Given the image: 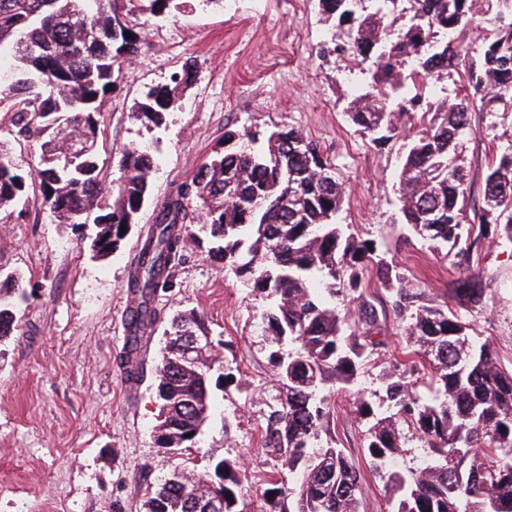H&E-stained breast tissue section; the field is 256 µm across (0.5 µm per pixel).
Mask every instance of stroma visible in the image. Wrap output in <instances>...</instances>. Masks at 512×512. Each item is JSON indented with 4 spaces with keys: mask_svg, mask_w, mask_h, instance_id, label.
Segmentation results:
<instances>
[{
    "mask_svg": "<svg viewBox=\"0 0 512 512\" xmlns=\"http://www.w3.org/2000/svg\"><path fill=\"white\" fill-rule=\"evenodd\" d=\"M145 42L125 61L100 116L99 164L119 174L125 149L148 146L155 162L138 224L120 250L94 257L95 225L59 223L39 197L0 212V287L6 274L23 276L27 296L12 335L0 341V512H144L152 486L171 470L197 473L216 461L238 460L247 479V512H265L262 491L273 463L262 450L261 425L275 384L250 285L207 254L198 225L185 235L179 260L155 306L161 319L178 311L203 314L220 351L212 372L211 416L195 447H157L158 405L149 382L135 394L123 385L119 357L126 346L122 311L142 240L162 203L224 141L226 129L257 125L296 128L315 142L346 188L339 223L362 239L383 242L387 259L406 281L415 305H442L450 283L478 274L483 307L461 311L474 341H491L512 370V242L483 239L469 259L441 260L399 220L398 176L416 128L406 126L375 146L346 115L354 87H367L365 64L339 52L345 37L325 22L318 0H239L230 12L206 0H179L165 19L148 0H125ZM192 64V82L164 124L146 128L132 114L149 87L169 83ZM465 143L469 198L483 204V176L512 146V108L472 115ZM363 300L383 318V347L369 354L353 390L335 394L331 433L360 471L358 512H390L383 474L366 456L360 401L379 404L387 376L404 374L417 390L428 377L406 331L408 315L368 275ZM232 379H225V371Z\"/></svg>",
    "mask_w": 512,
    "mask_h": 512,
    "instance_id": "stroma-1",
    "label": "stroma"
}]
</instances>
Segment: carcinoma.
<instances>
[{"label":"carcinoma","mask_w":512,"mask_h":512,"mask_svg":"<svg viewBox=\"0 0 512 512\" xmlns=\"http://www.w3.org/2000/svg\"><path fill=\"white\" fill-rule=\"evenodd\" d=\"M318 0L325 20L346 28L342 50L368 65L371 90L347 106L350 121L374 135L378 145L395 136L421 101L416 78L462 73L487 104L512 105V25H498L471 55L467 32L500 14V0H418V20L396 27L390 0ZM132 33L128 38L125 33ZM144 41L124 0H0V108L13 113L17 140L39 145L36 173L15 167L12 146L0 141V211L39 194L63 224L98 228L93 251L104 257L120 249L121 225L136 221L144 206L153 157L144 147L125 150L120 176L108 181L99 167V117L121 65L141 53ZM190 76L148 89L134 104L136 117L163 125L179 86ZM439 117L412 141L399 173L402 222L422 240L450 256L463 234L512 240V151L488 167L484 207L466 214L467 174L463 138L472 131L466 99H446ZM345 189L320 148L295 129L260 136L253 128L224 131V147L200 166L191 181L167 198L146 237L129 289L137 300L121 359L139 381L151 373L159 414L158 447L191 448L210 418L208 336L199 313L174 314L165 345L147 369L143 341L157 324L154 298L181 249L183 232L200 224L212 240L208 254L254 289L260 323L269 339L277 385L262 427V448L296 477L287 487L266 482L269 512H357L356 464L331 438V394L355 384L365 355L383 345L378 316L362 306L361 331L347 332L336 310V284L349 300L362 297L364 269H376L383 287L406 306L403 278L374 239L361 240L337 222ZM279 243L268 256L270 240ZM0 287V340L11 335L18 278ZM450 297L468 310L484 305V288L471 274L450 284ZM467 324L448 305L420 306L410 314L408 335L419 346L430 375L427 393L400 376L385 385L383 403L361 401L370 420L366 450L380 472L411 433L429 450L416 468L393 471L386 485L391 512H512V371L501 366L492 342L472 344ZM194 349L195 363L182 354ZM478 468L457 467V459ZM225 496L224 512H246L240 466L222 459L201 475ZM198 478L185 473L150 491L145 512H203L192 491Z\"/></svg>","instance_id":"cac0c4a2"}]
</instances>
